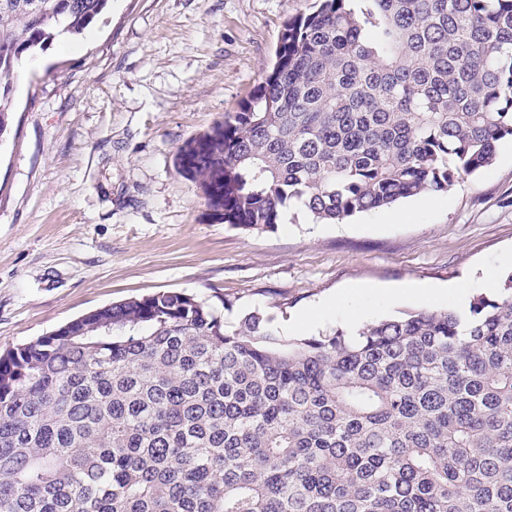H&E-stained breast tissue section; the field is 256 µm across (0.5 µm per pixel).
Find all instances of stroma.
<instances>
[{
  "label": "stroma",
  "instance_id": "1",
  "mask_svg": "<svg viewBox=\"0 0 512 512\" xmlns=\"http://www.w3.org/2000/svg\"><path fill=\"white\" fill-rule=\"evenodd\" d=\"M308 0H111L82 34L22 59L0 140V351L70 319L163 290L196 295L226 322H276L353 293L314 333L420 307L403 289L482 294L512 273V140L445 193L315 224L292 208L270 231L207 215L175 153L268 73L283 22Z\"/></svg>",
  "mask_w": 512,
  "mask_h": 512
}]
</instances>
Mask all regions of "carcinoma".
<instances>
[{
  "instance_id": "carcinoma-1",
  "label": "carcinoma",
  "mask_w": 512,
  "mask_h": 512,
  "mask_svg": "<svg viewBox=\"0 0 512 512\" xmlns=\"http://www.w3.org/2000/svg\"><path fill=\"white\" fill-rule=\"evenodd\" d=\"M109 0H0L19 62ZM512 138V0H315L177 170L211 219L341 223L490 166ZM0 512H512V273L465 312L317 336L178 291L0 353Z\"/></svg>"
}]
</instances>
